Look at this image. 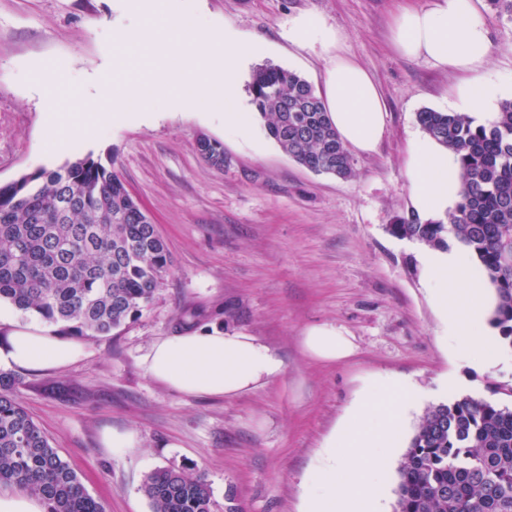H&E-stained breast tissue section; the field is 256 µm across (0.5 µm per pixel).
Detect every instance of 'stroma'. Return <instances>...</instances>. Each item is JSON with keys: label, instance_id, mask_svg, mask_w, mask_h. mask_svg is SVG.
I'll use <instances>...</instances> for the list:
<instances>
[{"label": "stroma", "instance_id": "35a3bbf8", "mask_svg": "<svg viewBox=\"0 0 512 512\" xmlns=\"http://www.w3.org/2000/svg\"><path fill=\"white\" fill-rule=\"evenodd\" d=\"M400 0H0V183L92 156L112 166L152 218L172 258L142 314L108 336H89L86 359L60 371L11 370L14 396L105 512H150L141 485L159 467L202 475L213 512H303L309 478L348 411L365 394L407 378L419 392L397 437L378 493L393 512L399 462L429 405L488 399L512 385V350L476 368L455 362L436 306L422 284L421 243L389 227L412 212L406 168L422 129L417 112L457 111L460 77L396 54L389 33ZM321 15L381 90L388 128L376 149L352 153L355 175L312 172L286 155L262 123L226 124L223 99L186 101L174 78L182 52L144 41L126 70L113 65L122 38L161 13L202 33L251 41L237 105L250 109L254 70L276 65L324 89L325 55L288 41V22ZM488 72L499 88L486 111L512 99V17L490 12ZM62 82L58 109L100 94L108 72L112 120L52 144L40 80ZM139 90L126 102L127 87ZM224 148L207 162L200 137ZM330 324L353 354L311 359L301 338ZM242 330L278 352L285 372L234 398L181 396L149 378L141 358L154 340L186 329ZM461 384L449 388V375ZM112 429L140 445L101 444Z\"/></svg>", "mask_w": 512, "mask_h": 512}]
</instances>
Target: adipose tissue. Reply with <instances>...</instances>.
Returning a JSON list of instances; mask_svg holds the SVG:
<instances>
[{"label": "adipose tissue", "instance_id": "1", "mask_svg": "<svg viewBox=\"0 0 512 512\" xmlns=\"http://www.w3.org/2000/svg\"><path fill=\"white\" fill-rule=\"evenodd\" d=\"M141 39L166 36L192 47L195 61L177 77L185 99L223 98L227 123L250 128L253 115L235 110L238 71L250 55L246 42L222 43L178 21L155 17L144 22ZM394 51L421 59L465 78L461 95L468 108L483 107L496 91L487 73L493 52L492 28L478 0H427L398 9L390 30ZM288 40L327 51L324 106L344 145L368 153L387 130V109L372 75L341 49V35L317 14L302 13L288 23ZM413 211L422 220L444 218L461 199L456 153L430 137L418 138L406 171ZM423 281L437 304L459 361L494 366L497 351L489 336L490 283L473 252L463 245L427 249L420 255ZM304 350L333 362L354 351L350 336L335 326L309 328ZM89 355L82 341L38 324L13 326L0 336V369H63ZM148 376L169 390L191 397H237L265 387L285 372L281 356L256 337L219 327L187 329L155 340L142 358ZM416 389L405 381L387 387L382 402L360 400L341 430V449H328L318 465L305 512H376V483L392 455L402 416ZM345 478L349 491L337 490Z\"/></svg>", "mask_w": 512, "mask_h": 512}]
</instances>
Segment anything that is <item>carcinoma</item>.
Segmentation results:
<instances>
[{
    "label": "carcinoma",
    "instance_id": "carcinoma-1",
    "mask_svg": "<svg viewBox=\"0 0 512 512\" xmlns=\"http://www.w3.org/2000/svg\"><path fill=\"white\" fill-rule=\"evenodd\" d=\"M266 134L300 165L349 179L351 158L322 99L298 73L263 65L249 85ZM427 136L460 156L463 200L442 220L403 218L393 234L468 247L495 289L493 324L512 348V100L484 124L424 109ZM121 177L90 156L0 184V302L61 326L107 335L162 287L171 257ZM0 377V487L44 512H104ZM394 512H512V405L465 396L427 408L398 469ZM151 512H212L207 481L174 468L146 475Z\"/></svg>",
    "mask_w": 512,
    "mask_h": 512
}]
</instances>
